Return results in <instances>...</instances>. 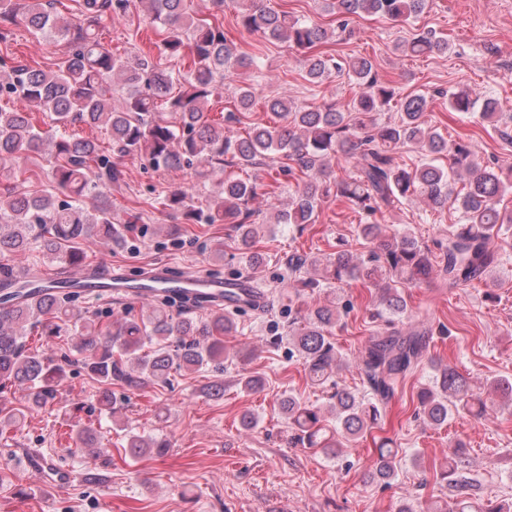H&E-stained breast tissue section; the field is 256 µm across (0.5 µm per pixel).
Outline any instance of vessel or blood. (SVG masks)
<instances>
[{"label":"vessel or blood","instance_id":"obj_1","mask_svg":"<svg viewBox=\"0 0 512 512\" xmlns=\"http://www.w3.org/2000/svg\"><path fill=\"white\" fill-rule=\"evenodd\" d=\"M59 292L87 301H142L163 299L191 308H231L260 310L265 302L251 279L215 278L209 275L173 274L169 266H148L136 278L121 272L86 270L77 277L60 280ZM26 466L41 475L56 491L67 489L75 479L72 470L62 468L40 453L29 450L23 456Z\"/></svg>","mask_w":512,"mask_h":512}]
</instances>
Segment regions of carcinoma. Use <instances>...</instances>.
I'll list each match as a JSON object with an SVG mask.
<instances>
[{
  "instance_id": "1",
  "label": "carcinoma",
  "mask_w": 512,
  "mask_h": 512,
  "mask_svg": "<svg viewBox=\"0 0 512 512\" xmlns=\"http://www.w3.org/2000/svg\"><path fill=\"white\" fill-rule=\"evenodd\" d=\"M140 2L146 18L164 33L163 51L175 57L189 55L186 74L177 78L145 55L122 60L101 41L100 21L125 15L131 0H82L79 13L71 18L55 15L41 0H0V22L21 21L52 41L70 45L55 70L18 64L0 71V96L5 94L17 103L9 111L0 108V168L7 169L5 180L9 181L0 193V257L23 252L35 240L47 257L79 265L86 258L84 243L93 236L125 245L137 217L131 214L116 223L108 205L89 207L84 200L97 186L119 181V164L127 157L145 158L158 170L191 169L198 180L206 179L208 169L217 166L254 170L245 179L224 177L199 206L186 186L162 191L160 200L186 224L233 225L239 262L246 269L260 262V255L253 251L258 231L249 202L267 194L260 176L267 168L295 180L287 206L277 210L278 224H313L319 206L331 198L346 201L367 218L415 198L441 210L454 199L463 223L449 225L448 238L432 248L411 233H388L383 225L367 222L359 225V237L369 246L366 254L347 249L340 240L336 252L324 259L300 251L286 257L288 325L286 335L274 336L273 342H288L291 352L303 360L311 383L330 390L336 424H326L320 407L292 395L281 400V410L295 442L336 455L379 427L400 380L421 361L432 330L407 335L386 331L372 337L355 361L364 389L359 395L342 384L341 375L349 364L332 341L340 311L327 306L305 310L299 300L328 284L357 280L378 290L374 316L392 323L408 312L404 286L428 280L435 270L450 291L483 279L498 262L491 240L512 226V214L500 207L501 197L512 190V166L481 165L471 140L450 141L428 124L431 100L427 95L398 96L395 86L379 77L367 57L337 59L318 53L336 29L274 9L264 0H235L242 28L299 50L309 82L323 84L344 70L359 92L345 110L334 102L301 108L288 98L268 97L264 106L277 122L253 126L244 135L226 136L224 125L209 118L211 98L241 71L258 81L265 79V65L237 52L225 38L223 24L190 16L184 10L185 0ZM324 2L343 30L353 16L407 23L427 6V0ZM398 47L416 56L445 54L448 40L422 31ZM159 99L166 100L175 121L156 113ZM478 100L470 89L450 91L448 110L469 112ZM393 102L399 105V121L378 123L377 113ZM254 104L251 88L237 87L224 120H239ZM34 107L50 113L55 128L42 129ZM481 118L491 123L503 120L500 102L484 99ZM76 123L104 127L110 149L102 150L88 138L60 133ZM45 144L53 151L54 190L32 194L26 190L31 177L24 163ZM408 144L422 155L413 168L397 160L400 148ZM439 155L448 157V168L436 164ZM342 156L352 160L353 171L339 175L335 167ZM455 177L467 178L463 192L456 195L451 183ZM53 289L51 284L46 293L27 300L19 289L12 294L13 305L0 308V388L28 384L29 408H42L53 400L64 372L52 356L27 346L33 329H41L42 336H78L83 363L100 382L104 405L113 404L116 383L140 388L167 382L173 371L222 369L228 357L224 337L237 332L235 314L230 311L212 310L199 319L175 316L164 307L130 314L115 327L104 326L74 313L73 300L63 299ZM433 368V381L418 394L419 414L428 426L444 425L454 410L479 417L490 403L512 406V380L507 377L488 379L477 388L448 365L437 362ZM95 445L93 429L86 428L72 437L70 453L84 457L91 466L97 460ZM153 450L161 454L166 444L132 435L125 454L135 460ZM397 454L382 442L371 477L390 483ZM462 455L461 444L452 445L448 470L440 473L441 479L460 491L469 488L458 479ZM440 512L512 510L456 499L446 502Z\"/></svg>"
}]
</instances>
